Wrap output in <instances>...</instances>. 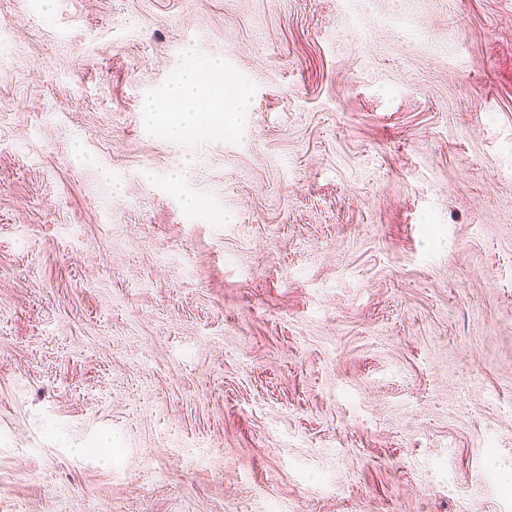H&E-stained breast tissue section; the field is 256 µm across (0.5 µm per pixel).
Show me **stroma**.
<instances>
[{"mask_svg":"<svg viewBox=\"0 0 512 512\" xmlns=\"http://www.w3.org/2000/svg\"><path fill=\"white\" fill-rule=\"evenodd\" d=\"M191 57L247 109L172 141ZM503 462L512 0H0V512H512Z\"/></svg>","mask_w":512,"mask_h":512,"instance_id":"35a3bbf8","label":"stroma"}]
</instances>
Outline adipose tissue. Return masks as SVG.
Listing matches in <instances>:
<instances>
[{
    "mask_svg": "<svg viewBox=\"0 0 512 512\" xmlns=\"http://www.w3.org/2000/svg\"><path fill=\"white\" fill-rule=\"evenodd\" d=\"M224 86V62L216 59L203 65L186 67L172 83L166 94L168 103L174 104L175 115L167 124H160V109L155 101H145L142 106L144 120L150 125H161L163 133L172 139H182L211 125L208 109L203 100L209 99L213 90Z\"/></svg>",
    "mask_w": 512,
    "mask_h": 512,
    "instance_id": "adipose-tissue-1",
    "label": "adipose tissue"
}]
</instances>
